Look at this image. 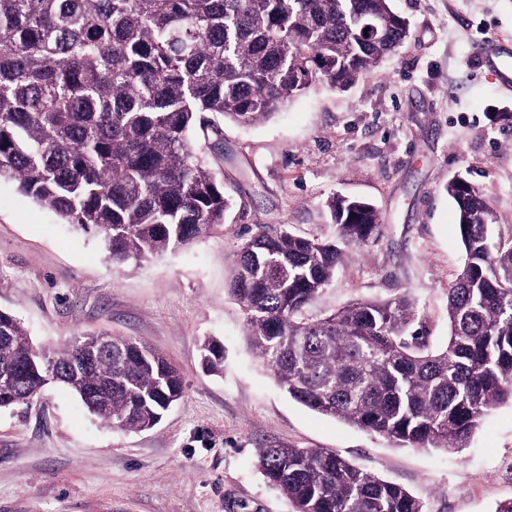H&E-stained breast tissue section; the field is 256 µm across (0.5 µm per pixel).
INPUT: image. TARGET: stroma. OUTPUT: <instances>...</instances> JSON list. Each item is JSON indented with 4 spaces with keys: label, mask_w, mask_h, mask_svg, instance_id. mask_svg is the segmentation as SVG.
<instances>
[{
    "label": "stroma",
    "mask_w": 512,
    "mask_h": 512,
    "mask_svg": "<svg viewBox=\"0 0 512 512\" xmlns=\"http://www.w3.org/2000/svg\"><path fill=\"white\" fill-rule=\"evenodd\" d=\"M410 29L348 91L315 88L270 120L223 121L211 168L234 205L223 225L165 257L117 268L96 237L0 180V310L39 346L109 330L178 370L183 396L141 432L114 430L59 385L31 408L0 410V512H292L257 464L275 445L324 448L397 484L425 512H495L512 498V403L462 453L399 447L293 401L250 351L228 291L236 246L259 224L332 239L334 195L362 198L381 236L349 250L309 309L408 290L427 349L448 341L446 296L464 254L444 187L466 175L512 225V91L477 61L480 37L512 41V0H392ZM224 347V371L201 345Z\"/></svg>",
    "instance_id": "stroma-1"
}]
</instances>
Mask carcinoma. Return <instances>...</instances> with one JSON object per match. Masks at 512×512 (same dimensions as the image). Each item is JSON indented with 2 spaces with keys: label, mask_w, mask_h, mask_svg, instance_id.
I'll return each mask as SVG.
<instances>
[{
  "label": "carcinoma",
  "mask_w": 512,
  "mask_h": 512,
  "mask_svg": "<svg viewBox=\"0 0 512 512\" xmlns=\"http://www.w3.org/2000/svg\"><path fill=\"white\" fill-rule=\"evenodd\" d=\"M408 35L391 0H0V179L96 234L115 266L160 258L224 223L234 204L205 158L224 147L207 114L254 125L315 84L344 91ZM446 192L465 259L438 350L413 330L406 290L307 315L345 249L380 234L365 200L327 202L332 241L277 226L245 238L230 291L252 351L291 399L401 446L459 452L512 402V228L494 233L489 199L468 179ZM203 351L205 367L221 370V346ZM12 374L0 409L56 383L125 431L154 427L183 395L171 363L128 336L40 348L0 311V377ZM258 462L294 512H424L327 449L261 448Z\"/></svg>",
  "instance_id": "carcinoma-1"
}]
</instances>
